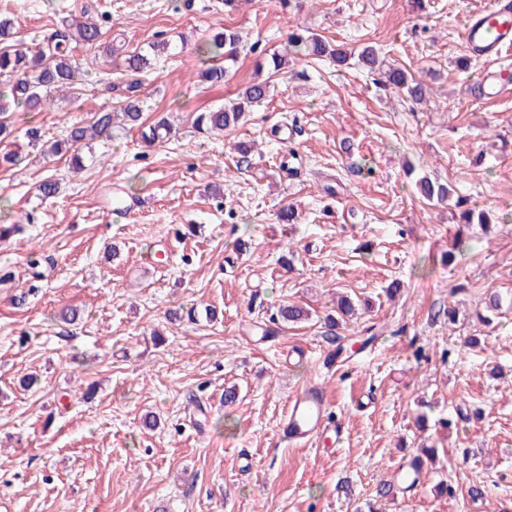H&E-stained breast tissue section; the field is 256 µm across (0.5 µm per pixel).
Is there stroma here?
Listing matches in <instances>:
<instances>
[{"label": "stroma", "mask_w": 512, "mask_h": 512, "mask_svg": "<svg viewBox=\"0 0 512 512\" xmlns=\"http://www.w3.org/2000/svg\"><path fill=\"white\" fill-rule=\"evenodd\" d=\"M493 2L0 0L18 48L110 15L97 45L76 51L79 90L9 113L0 141V224L23 227L0 241V512H512V90L475 94L487 65L462 40L468 15ZM224 27L241 34L239 53L223 82L198 81L197 46ZM298 28L348 63L299 56L269 72ZM159 38L172 50L141 78L143 120L176 136L150 147L115 129L77 173L46 153L117 106L124 55ZM367 46L422 80L425 100L381 85L357 60ZM258 76L270 96L246 122L197 132L196 113ZM11 153L22 163L4 162ZM411 168L486 211L488 227L459 231L448 207L419 198ZM48 177L60 193L42 200ZM120 195L131 215L112 214ZM287 206L297 223H279ZM460 239L464 256L443 264ZM340 292L364 310L339 335L375 342L335 361L323 331ZM491 293L504 306L487 326L475 311ZM284 303L309 320L262 337ZM443 304L456 322L432 319ZM176 307L185 318L168 321ZM66 308L80 320L59 322ZM311 385L345 422L342 440L280 437L289 398ZM424 443L436 464L378 497Z\"/></svg>", "instance_id": "obj_1"}]
</instances>
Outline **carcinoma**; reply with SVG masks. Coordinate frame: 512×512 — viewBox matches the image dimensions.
<instances>
[{
  "instance_id": "1",
  "label": "carcinoma",
  "mask_w": 512,
  "mask_h": 512,
  "mask_svg": "<svg viewBox=\"0 0 512 512\" xmlns=\"http://www.w3.org/2000/svg\"><path fill=\"white\" fill-rule=\"evenodd\" d=\"M101 37V26L91 19L83 22H65L34 49L15 48L0 50V114L8 111L9 106L24 108L28 111L40 112L53 100L55 90H73L84 80L85 73L79 69L73 50L79 46L89 48L95 46ZM241 43L238 32L224 29L211 35L198 45L197 52L206 67L201 69L200 77L210 83L224 81L227 68L224 62L234 58ZM170 50L167 41H156L146 52H134L124 59L125 71L142 74L149 70L151 57ZM326 57L344 63L347 53L331 44L328 40L306 32L293 33L288 39L283 53L272 56L274 70L279 72L288 65V55ZM359 60L372 70L379 71L383 83L403 93L413 102H420L426 96L423 83L409 76L406 70L388 65L383 66L377 52L366 47L359 54ZM140 84L131 81L126 85L127 96L120 105V112H99L89 126L79 123L72 125L63 138L54 141L49 150L53 154L69 153L73 167H82L79 149L88 141L100 135H109L119 124L128 128L143 125L142 104L139 95ZM271 85L267 80L255 81L247 86L235 101L208 112H200L195 118V128L201 133L221 132L238 124L255 105L265 101L270 94ZM172 127L159 122L141 132L144 142L152 145L170 137ZM420 197L432 204L443 203L450 199L451 190L448 185L422 177L416 182ZM308 317L306 309L295 304H282L271 314L265 327V333L273 332V328L297 323Z\"/></svg>"
}]
</instances>
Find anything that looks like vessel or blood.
<instances>
[{
	"instance_id": "b4317fda",
	"label": "vessel or blood",
	"mask_w": 512,
	"mask_h": 512,
	"mask_svg": "<svg viewBox=\"0 0 512 512\" xmlns=\"http://www.w3.org/2000/svg\"><path fill=\"white\" fill-rule=\"evenodd\" d=\"M463 40L471 52L496 61L503 48L512 46V11L503 8L473 14L464 26ZM326 399L317 388L297 391L289 400L280 434L290 442H303L323 434L343 437L341 422L326 417Z\"/></svg>"
}]
</instances>
